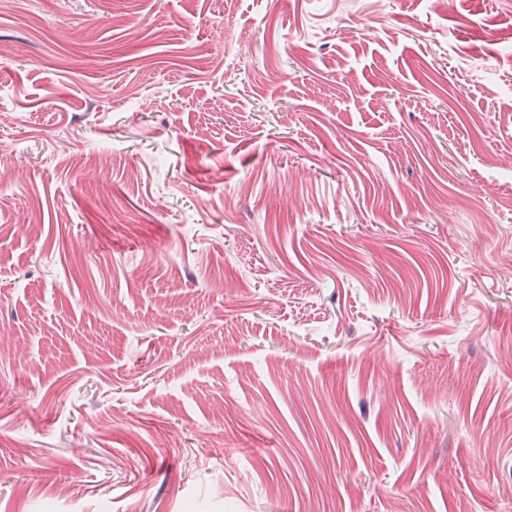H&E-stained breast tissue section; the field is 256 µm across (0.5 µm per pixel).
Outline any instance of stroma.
Wrapping results in <instances>:
<instances>
[{
	"label": "stroma",
	"mask_w": 512,
	"mask_h": 512,
	"mask_svg": "<svg viewBox=\"0 0 512 512\" xmlns=\"http://www.w3.org/2000/svg\"><path fill=\"white\" fill-rule=\"evenodd\" d=\"M0 512H512V0H0Z\"/></svg>",
	"instance_id": "1"
}]
</instances>
